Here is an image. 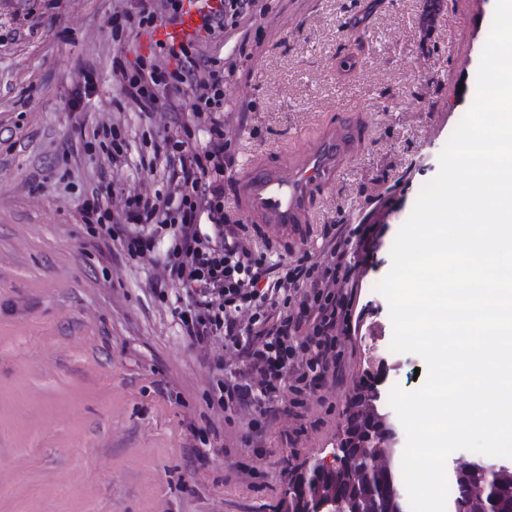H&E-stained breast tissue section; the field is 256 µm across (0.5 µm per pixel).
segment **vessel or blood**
<instances>
[{"instance_id": "1", "label": "vessel or blood", "mask_w": 512, "mask_h": 512, "mask_svg": "<svg viewBox=\"0 0 512 512\" xmlns=\"http://www.w3.org/2000/svg\"><path fill=\"white\" fill-rule=\"evenodd\" d=\"M201 25L196 0H185L179 22L157 27L151 38L176 46L195 38ZM361 142L357 124L344 119L322 127L305 151L270 162L247 160L230 190L232 204L261 242L294 251L313 234L312 202L340 178Z\"/></svg>"}]
</instances>
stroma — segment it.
Wrapping results in <instances>:
<instances>
[{"instance_id": "35a3bbf8", "label": "stroma", "mask_w": 512, "mask_h": 512, "mask_svg": "<svg viewBox=\"0 0 512 512\" xmlns=\"http://www.w3.org/2000/svg\"><path fill=\"white\" fill-rule=\"evenodd\" d=\"M133 2L0 0V512H277L292 477L338 447L362 378L385 394L422 384L423 359L390 349L375 286L475 98L496 0L475 17L458 0H266L265 16L208 44L225 59L244 36L259 39L226 86L236 160L308 148L349 107L364 141L315 224H355L376 199L390 203L360 268L341 380L319 388L299 420L282 391L258 454L241 442L251 413L211 404L213 365L237 367L236 353L220 339L197 346L178 317L180 286L156 298L163 268L82 221L92 195L120 220L128 195L167 179L144 164L174 114L145 117L112 79L108 20ZM357 18L365 39L354 43ZM85 70L95 90L74 112ZM114 123L127 140L117 167L91 142Z\"/></svg>"}]
</instances>
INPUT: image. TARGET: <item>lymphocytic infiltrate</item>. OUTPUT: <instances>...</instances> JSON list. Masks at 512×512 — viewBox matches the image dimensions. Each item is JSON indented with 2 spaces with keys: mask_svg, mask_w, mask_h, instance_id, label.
<instances>
[{
  "mask_svg": "<svg viewBox=\"0 0 512 512\" xmlns=\"http://www.w3.org/2000/svg\"><path fill=\"white\" fill-rule=\"evenodd\" d=\"M184 2L139 0L136 10L114 11L113 43L120 46L177 22ZM267 11L263 0H215L201 28L207 40L218 41L243 19ZM236 69V63L205 58L195 41L158 43L132 61L114 57L116 83L143 113L161 109L180 117L176 132L163 136L148 162L167 168V190L127 197L120 221L111 220L97 199L84 206L83 217L90 224H107L109 236L133 257L150 256L155 233L169 232L163 266L184 292L179 317L189 336L198 344L223 337L241 360L231 371L215 363L223 375L217 404L227 411H258L243 439L249 448L281 388L291 391V406L298 409L341 373L342 340L354 331L350 308L361 286V258L375 249L386 214L376 212L369 224L325 225L319 259L307 250L274 259L246 245L241 224L224 214L222 184L235 165L224 138V86ZM194 128L209 135L199 149L188 140Z\"/></svg>",
  "mask_w": 512,
  "mask_h": 512,
  "instance_id": "obj_1",
  "label": "lymphocytic infiltrate"
}]
</instances>
